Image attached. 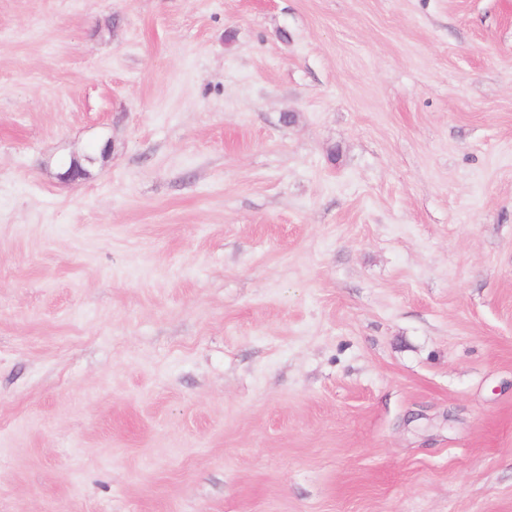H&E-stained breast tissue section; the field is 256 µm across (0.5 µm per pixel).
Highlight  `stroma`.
Listing matches in <instances>:
<instances>
[{
  "label": "stroma",
  "mask_w": 512,
  "mask_h": 512,
  "mask_svg": "<svg viewBox=\"0 0 512 512\" xmlns=\"http://www.w3.org/2000/svg\"><path fill=\"white\" fill-rule=\"evenodd\" d=\"M0 512H512V0H0Z\"/></svg>",
  "instance_id": "obj_1"
}]
</instances>
